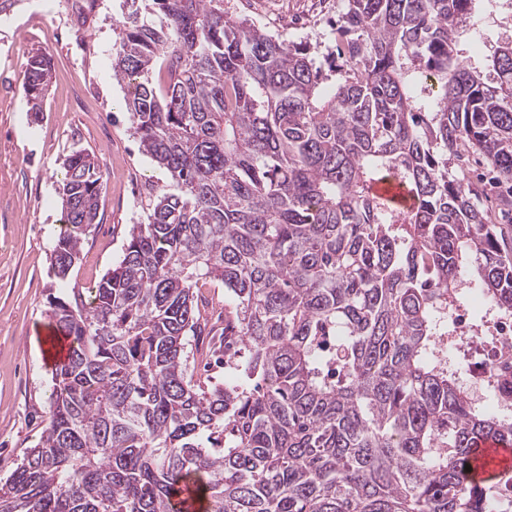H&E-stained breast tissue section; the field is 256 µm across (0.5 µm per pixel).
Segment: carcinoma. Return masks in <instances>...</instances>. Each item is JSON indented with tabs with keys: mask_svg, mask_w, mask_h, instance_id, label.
Returning a JSON list of instances; mask_svg holds the SVG:
<instances>
[{
	"mask_svg": "<svg viewBox=\"0 0 512 512\" xmlns=\"http://www.w3.org/2000/svg\"><path fill=\"white\" fill-rule=\"evenodd\" d=\"M474 2L345 0L325 66L224 0H132L112 72L171 184L94 288L49 297L70 348L0 512L496 508L512 471L465 466L512 446V412L472 402L438 347L465 288L512 319V253L464 172L472 153L512 183V40L469 64ZM50 69L28 60L36 115ZM63 165L61 282L105 187L86 150ZM392 169L408 207L373 191ZM207 281L228 298L213 352L246 384L190 371Z\"/></svg>",
	"mask_w": 512,
	"mask_h": 512,
	"instance_id": "1",
	"label": "carcinoma"
}]
</instances>
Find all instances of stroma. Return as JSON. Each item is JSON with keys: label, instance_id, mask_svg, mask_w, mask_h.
<instances>
[{"label": "stroma", "instance_id": "1", "mask_svg": "<svg viewBox=\"0 0 512 512\" xmlns=\"http://www.w3.org/2000/svg\"><path fill=\"white\" fill-rule=\"evenodd\" d=\"M343 0H224L225 14L246 19L291 41L331 51L330 25ZM125 0H81L79 9L51 16L40 0H17L11 25H0V478L36 446L49 422L52 363L41 346L52 334L47 296L60 284L85 289L101 280L123 252L130 225L144 220L148 184L169 178L139 148L125 108L124 85L112 75L115 30ZM481 36L460 35L472 63H482L512 23L485 18ZM51 56L41 117L28 112L22 86L28 59ZM107 162L99 216L66 282L50 266L60 231L57 194L62 160L73 148Z\"/></svg>", "mask_w": 512, "mask_h": 512}]
</instances>
